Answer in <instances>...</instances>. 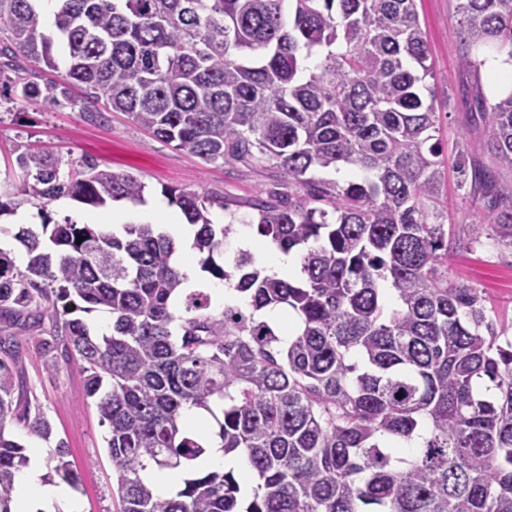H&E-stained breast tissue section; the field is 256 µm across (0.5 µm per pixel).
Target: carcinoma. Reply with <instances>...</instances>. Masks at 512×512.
<instances>
[{
  "mask_svg": "<svg viewBox=\"0 0 512 512\" xmlns=\"http://www.w3.org/2000/svg\"><path fill=\"white\" fill-rule=\"evenodd\" d=\"M40 2L0 0V97L90 120L100 104L206 165L278 169L298 192L254 199L249 228L297 251L299 270L269 275L248 251L226 262L233 225L209 215L228 204L185 188L162 192L199 272L233 284L249 310L218 311L210 289L186 287L181 244L158 224L117 234L43 211L21 228L26 265L0 249V512L29 461L8 425L53 435L16 395L11 328L31 316L47 367L57 350L88 364L119 512H512V336L441 271L438 116L416 0H57L50 25ZM458 13L464 68L488 46L512 58V0H459ZM475 108L496 169L512 173V93L480 90ZM466 137L460 187L512 248V183L472 163ZM342 169L361 178L310 176ZM7 182L93 209L143 204L147 189L91 155L65 163L25 143ZM264 309L296 317L288 345ZM92 311L112 330L77 316ZM190 407L210 415L224 453L246 454L249 495L234 471L197 466L208 445L185 424ZM68 456L58 440L52 471L78 491ZM150 466L180 474L172 494L142 479Z\"/></svg>",
  "mask_w": 512,
  "mask_h": 512,
  "instance_id": "1",
  "label": "carcinoma"
}]
</instances>
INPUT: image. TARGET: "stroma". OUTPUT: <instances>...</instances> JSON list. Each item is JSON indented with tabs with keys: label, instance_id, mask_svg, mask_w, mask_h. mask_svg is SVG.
I'll return each mask as SVG.
<instances>
[{
	"label": "stroma",
	"instance_id": "1",
	"mask_svg": "<svg viewBox=\"0 0 512 512\" xmlns=\"http://www.w3.org/2000/svg\"><path fill=\"white\" fill-rule=\"evenodd\" d=\"M421 27L429 46L433 76L429 83L439 112L443 178L440 202L444 212L449 259L443 272L449 281L476 288L497 320L512 321V249L500 246L488 225L470 209L458 187L454 160L460 129H468V148L483 164H490L482 125L473 121L470 103L476 85L487 77L459 65L458 0H417ZM53 152L63 159L91 154L113 169L137 175L147 185L146 201H161L162 187H179L223 196L229 210L213 208L214 223L234 221L235 230L224 242L226 258H233L247 238L253 211L249 202L269 192L287 191L275 168L203 164L197 157L175 149L136 125L122 112L105 113L90 122L67 109L44 112L29 107L20 117L6 114L0 105V174L10 169L19 142ZM15 382L20 394L37 399L53 427L54 439L64 440L70 459L82 474L83 489L76 500L81 512H119L112 463L105 437L108 432L96 403L87 398L84 363L59 359L47 368L35 337L22 335Z\"/></svg>",
	"mask_w": 512,
	"mask_h": 512
}]
</instances>
